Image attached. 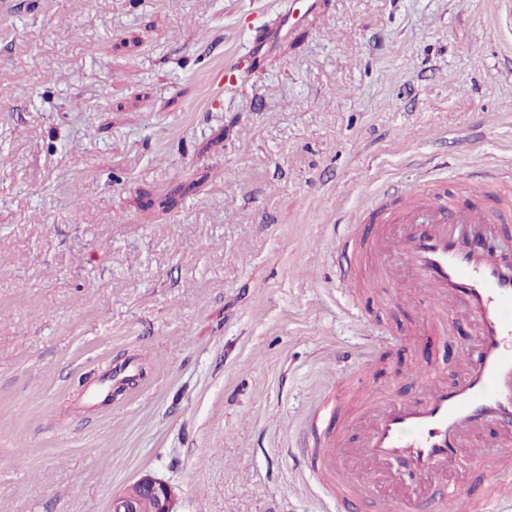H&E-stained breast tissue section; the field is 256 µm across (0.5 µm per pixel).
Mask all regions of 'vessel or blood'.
Segmentation results:
<instances>
[{"label":"vessel or blood","instance_id":"obj_1","mask_svg":"<svg viewBox=\"0 0 512 512\" xmlns=\"http://www.w3.org/2000/svg\"><path fill=\"white\" fill-rule=\"evenodd\" d=\"M511 233L512 169L489 168L425 173L337 234L353 261L344 287L398 290L419 300L428 331L464 318L473 340L454 379L412 374L415 396L369 387L354 410L331 394L314 407L301 466L336 512L359 498L376 512H512V253L495 243ZM464 459L489 477L472 498L446 478Z\"/></svg>","mask_w":512,"mask_h":512}]
</instances>
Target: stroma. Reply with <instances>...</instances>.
I'll return each instance as SVG.
<instances>
[{
  "instance_id": "stroma-1",
  "label": "stroma",
  "mask_w": 512,
  "mask_h": 512,
  "mask_svg": "<svg viewBox=\"0 0 512 512\" xmlns=\"http://www.w3.org/2000/svg\"><path fill=\"white\" fill-rule=\"evenodd\" d=\"M287 10L0 0V512L145 474L180 512H334L295 455L343 367L454 372L464 330L346 298L330 248L382 183L512 165L502 0Z\"/></svg>"
}]
</instances>
